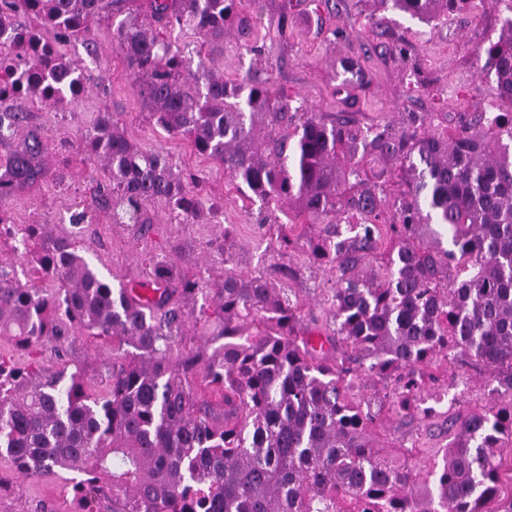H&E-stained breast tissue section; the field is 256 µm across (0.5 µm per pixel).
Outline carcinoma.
Wrapping results in <instances>:
<instances>
[{
	"mask_svg": "<svg viewBox=\"0 0 512 512\" xmlns=\"http://www.w3.org/2000/svg\"><path fill=\"white\" fill-rule=\"evenodd\" d=\"M472 0H380L427 25ZM113 21L145 110L187 139L259 211L288 222L323 218L301 238L277 225L286 254L305 248L336 273L333 328L303 325L291 290L224 269L208 288L176 258L157 262L155 295L112 287L70 238L46 224L21 235L33 277L0 265V338L34 349L77 333L112 341L97 388L31 354L0 356V459L25 478L65 482L75 512H487L512 454V111L475 112L454 129L360 126L325 118L272 85L261 69L228 80L211 67L224 36L251 47L258 0H0V202L44 175L48 143L23 131L18 101L62 108L87 75L61 51L90 24ZM175 27L197 33L191 55ZM481 73L512 108V0L481 49ZM108 184L112 223L148 230L150 206L181 224L203 209L202 179L144 152L108 112L82 139ZM448 242H443V239ZM211 314L189 325L199 301ZM193 327L213 345L186 347ZM468 358L507 401L456 422L446 448L380 443L386 416L420 409L436 372ZM373 382L380 388L367 395Z\"/></svg>",
	"mask_w": 512,
	"mask_h": 512,
	"instance_id": "cac0c4a2",
	"label": "carcinoma"
}]
</instances>
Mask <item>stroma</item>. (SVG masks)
I'll return each instance as SVG.
<instances>
[{
  "label": "stroma",
  "instance_id": "1",
  "mask_svg": "<svg viewBox=\"0 0 512 512\" xmlns=\"http://www.w3.org/2000/svg\"><path fill=\"white\" fill-rule=\"evenodd\" d=\"M262 23L258 39L261 55H254L226 36L223 58L215 65L234 78L250 68L268 67L275 87L307 100L314 111L344 112L358 125L388 121L405 124L409 112H427L433 129L456 124L463 112H496L501 107L496 85L481 74L478 49L496 37L501 6L497 0H476L471 10L454 14L436 29L398 13H380L377 0H298L286 37H278L280 0H259ZM85 69L87 91L72 109L62 111L41 104L22 103L28 127L41 131L51 143L43 163L48 179L34 191L9 198L4 208L16 224H45L62 236L80 242L84 257L112 284L144 280L149 264L178 257L182 270L213 282L224 278V258L210 246L214 238L230 236L241 248L239 270L277 281L281 267H290L286 280L302 301L304 316L321 315L325 290L335 275L327 265L313 263L307 254H280L267 228L256 222L258 208L229 184L223 167L195 155L185 138L172 136L150 119L136 88L126 76L124 59L112 38L108 21L92 23L87 43L64 47ZM356 60L362 79L342 87V63ZM111 113L141 149L167 154L179 169L197 170L204 177L201 194L208 203L197 223L169 222L163 206H155L157 224L147 234L113 223L108 210L95 211L91 224H72L71 216L91 204L93 188L102 177L99 163L81 151L80 141L99 113ZM218 204L211 214L210 204ZM46 365L84 368L96 380L112 361L109 342L77 337L67 352L50 341L38 348ZM494 379L466 362L449 365L439 375L441 401L428 419L419 415L388 421L382 438L389 443L416 442L421 448H443L452 441L454 415L488 405L495 398ZM12 483L0 493V512H32L35 501L55 500L68 512L71 497L63 483L12 477L11 465L0 460V475Z\"/></svg>",
  "mask_w": 512,
  "mask_h": 512
}]
</instances>
